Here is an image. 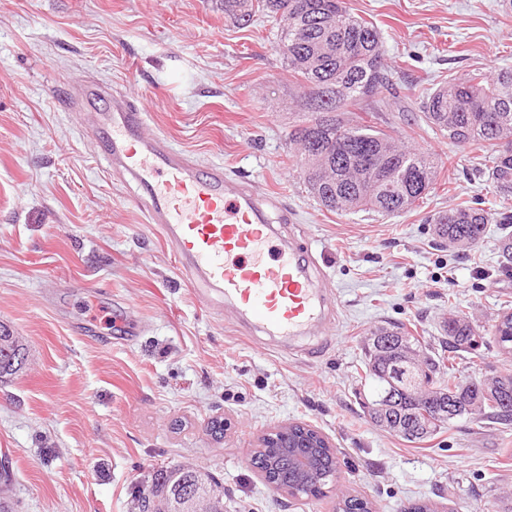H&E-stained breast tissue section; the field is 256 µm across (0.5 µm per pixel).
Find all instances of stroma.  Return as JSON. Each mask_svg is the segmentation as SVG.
I'll list each match as a JSON object with an SVG mask.
<instances>
[{"mask_svg":"<svg viewBox=\"0 0 512 512\" xmlns=\"http://www.w3.org/2000/svg\"><path fill=\"white\" fill-rule=\"evenodd\" d=\"M349 3L382 36L392 84L378 125L443 161L435 190L396 216L338 214L308 194L288 149L297 88L271 18L235 25L224 0H0V322L28 348L26 367L0 379V458L18 512H136L154 471L178 466L221 483L224 512H336L346 496L376 512L512 506V426L459 419L407 444L365 417L360 383L367 333L399 325L432 348L455 315L484 338L458 356L461 374L512 373L493 338L512 313L501 225L458 255L426 222L467 201L494 211L512 199L473 175L491 148L451 144L413 97L451 72L512 69V8ZM91 81L138 100L148 130L192 159L283 198L290 232L317 251L338 296L329 335L277 350L185 284L135 188L60 105ZM216 417L228 423L218 441L207 432ZM288 423L338 451L322 497L288 498L250 464L262 437Z\"/></svg>","mask_w":512,"mask_h":512,"instance_id":"stroma-1","label":"stroma"}]
</instances>
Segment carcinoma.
<instances>
[{"label": "carcinoma", "mask_w": 512, "mask_h": 512, "mask_svg": "<svg viewBox=\"0 0 512 512\" xmlns=\"http://www.w3.org/2000/svg\"><path fill=\"white\" fill-rule=\"evenodd\" d=\"M261 13L276 25V49L298 79L299 120L288 132L297 146L309 194L333 212H367L387 217L413 210L437 184L438 158L396 142L387 131L364 119H344L347 112L367 111L390 84L381 59L380 33L373 23L355 16L347 0H224V18L238 25ZM425 122L448 140L465 146L487 143L495 148L484 175L504 196H512V69L490 75L478 69L448 74V80L418 95ZM385 159L377 172L388 185L371 190L361 172L365 158ZM440 244L466 251L480 242L488 224H512V213L490 212L472 205L429 217ZM495 341L512 351V314L495 325ZM484 340L471 324L450 318L443 325L438 348L421 354L419 340L402 327L382 328L367 342L365 378L375 383V395L362 403L364 414L408 443L435 436L459 418L487 419L512 425V374L472 379L473 389L461 393L457 355L475 351ZM433 371L425 384L410 381L412 359ZM449 416H437L440 406ZM319 441L312 429H288V443L271 434L268 445L251 455L252 467L275 489L317 497L338 472L335 452L313 448ZM212 475L193 467L161 469L137 497L155 512H224V499L209 498Z\"/></svg>", "instance_id": "carcinoma-1"}]
</instances>
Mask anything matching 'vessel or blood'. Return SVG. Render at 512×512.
I'll use <instances>...</instances> for the list:
<instances>
[{
    "mask_svg": "<svg viewBox=\"0 0 512 512\" xmlns=\"http://www.w3.org/2000/svg\"><path fill=\"white\" fill-rule=\"evenodd\" d=\"M100 136L112 171L142 191L146 220L174 249L188 284L215 294L249 334L279 339L325 329L337 306L311 249L288 234V209L257 197L220 165H200L144 131L137 103L92 82L70 100Z\"/></svg>",
    "mask_w": 512,
    "mask_h": 512,
    "instance_id": "obj_1",
    "label": "vessel or blood"
}]
</instances>
